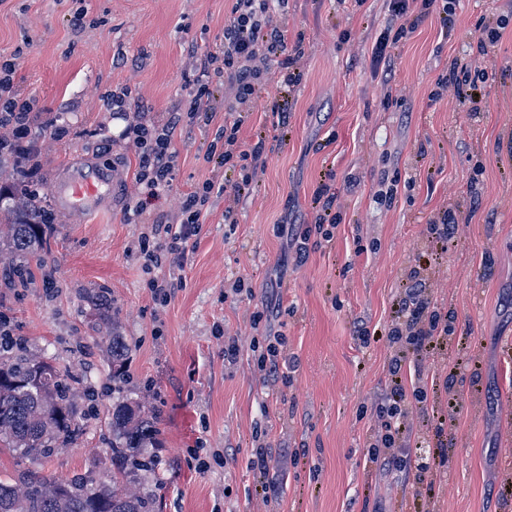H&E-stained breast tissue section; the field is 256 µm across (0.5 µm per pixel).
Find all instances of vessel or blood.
<instances>
[{
	"label": "vessel or blood",
	"mask_w": 512,
	"mask_h": 512,
	"mask_svg": "<svg viewBox=\"0 0 512 512\" xmlns=\"http://www.w3.org/2000/svg\"><path fill=\"white\" fill-rule=\"evenodd\" d=\"M115 178L111 165L97 160L74 166L64 181L52 187L62 220L70 222L104 211Z\"/></svg>",
	"instance_id": "vessel-or-blood-1"
}]
</instances>
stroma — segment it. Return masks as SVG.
<instances>
[{"mask_svg":"<svg viewBox=\"0 0 512 512\" xmlns=\"http://www.w3.org/2000/svg\"><path fill=\"white\" fill-rule=\"evenodd\" d=\"M230 7L0 0V65L11 63L20 98L36 100L42 122L68 125L62 138L37 140L31 172L42 191L86 157L123 175L107 212L49 227L31 283L0 279V327L95 386L94 415L42 470L110 475L108 412L117 396L159 416L157 481L146 490L160 512H512V25L490 54L478 49L483 23L512 16V0H458L449 35L433 16L400 42L392 70L399 105L385 104L371 74L372 45L392 23L386 0H288V33L305 36L301 83L287 92L267 83L240 130L246 146L266 134L265 170L232 222L223 198L214 199L184 269L148 270L137 242L149 227L124 214L139 158L106 96L128 87L132 109L168 122L183 103L184 74L218 47ZM455 61L481 81L477 111L451 94L429 99ZM214 96L209 125L177 128L179 176L149 215L174 213L178 193L205 179L235 181L207 158L224 127L223 89ZM275 98L290 115L284 140L265 110ZM351 172L361 180L352 193L344 183ZM324 180L339 196L341 221L300 264L284 226L313 223V193ZM443 209L459 230L435 256L425 228ZM423 257L451 331L444 350L405 373L407 387L428 393L425 408L410 411L412 443L435 445L430 413L454 419L448 467L428 483L379 470L368 449L393 354L392 302ZM153 278L180 281L170 302L155 300ZM239 280L252 295L235 293ZM98 290L111 294L130 346L117 394L84 298ZM265 302L277 305L273 328L285 337L286 362L271 376L258 371L251 349V318ZM362 326L371 333L365 343ZM228 336L241 345L231 364ZM260 444L269 452L263 476L249 467Z\"/></svg>","mask_w":512,"mask_h":512,"instance_id":"1","label":"stroma"}]
</instances>
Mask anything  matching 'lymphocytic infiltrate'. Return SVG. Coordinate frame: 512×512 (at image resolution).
<instances>
[{"label":"lymphocytic infiltrate","instance_id":"1","mask_svg":"<svg viewBox=\"0 0 512 512\" xmlns=\"http://www.w3.org/2000/svg\"><path fill=\"white\" fill-rule=\"evenodd\" d=\"M394 21L375 40L371 49V70L381 79L385 100H392L393 87L389 75L394 65V50L419 24L430 15H437L442 28H450L455 13L454 0H386ZM288 0H233L231 11L224 22V34L216 51L207 53L193 73L185 75L183 89L188 104L186 112L174 113L162 126L129 120L124 137L133 144L140 158L136 182L146 195L129 199L126 212L130 219H138L147 210L150 200L159 193L173 189L179 174L178 155L173 147V134L182 120L208 123L212 120L213 89L224 88V110L231 121L224 124V151L220 163L236 170V195L225 192L223 182L208 179L190 191L181 193L176 218L156 215L151 230L139 240V251L145 266L169 265L184 267L188 247L199 235L214 198H223L225 213H232L237 194L245 190L265 169L267 156L264 141L249 148L239 142L240 113L251 111L256 88L271 71L280 74L282 87L293 88L301 80L298 67L304 55L303 37L289 39L277 14ZM316 211L313 224H292L288 232L298 258H306L312 234L323 233L325 226L338 224L341 215L337 209V195L331 186L319 184L312 198ZM448 337V318L441 314L433 301L426 280L420 271H413L394 303L392 327L387 339L396 353L389 364L390 382L375 402L376 416L381 432L370 453L386 473H410L416 482L440 471L445 464L442 452H434L423 459H411L406 447L411 426L409 405L425 402L424 389L406 388L402 369L408 357H422L442 346Z\"/></svg>","mask_w":512,"mask_h":512}]
</instances>
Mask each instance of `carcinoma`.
Masks as SVG:
<instances>
[{
	"instance_id": "carcinoma-1",
	"label": "carcinoma",
	"mask_w": 512,
	"mask_h": 512,
	"mask_svg": "<svg viewBox=\"0 0 512 512\" xmlns=\"http://www.w3.org/2000/svg\"><path fill=\"white\" fill-rule=\"evenodd\" d=\"M39 113L21 119L0 116V257L11 286H25L33 277L31 259L48 252L46 231L60 215L47 193L27 180L23 153L16 141L38 125ZM96 326L110 332L105 350L112 378L123 375L129 345L116 318L112 299L99 291L88 295ZM89 389L87 380L58 370L31 353L23 340L0 344V447L12 448L29 463L15 483L0 481V512H156L157 498L140 488L155 479L152 461L143 458L158 435V414L138 402L112 404V480L86 475L68 479L43 474L39 462L75 439L78 400L74 385ZM120 483L131 489L120 492Z\"/></svg>"
}]
</instances>
